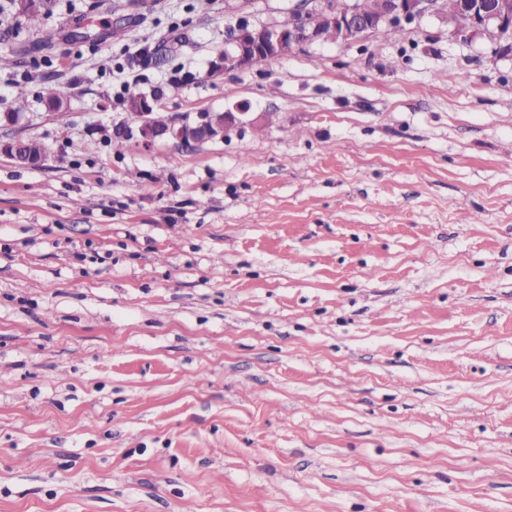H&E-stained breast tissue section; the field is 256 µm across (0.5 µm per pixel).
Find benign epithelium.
<instances>
[{"mask_svg":"<svg viewBox=\"0 0 512 512\" xmlns=\"http://www.w3.org/2000/svg\"><path fill=\"white\" fill-rule=\"evenodd\" d=\"M467 5L473 19L469 29L458 31L451 16L438 6V0H380L376 9L363 12L357 0H351L348 11L341 10L339 0H298L288 10V15L275 23L251 27L243 20L226 27L224 54L213 64L216 72H239L255 64L261 54L273 51L286 56L293 48L323 42L325 24L333 26L338 42H350L361 35L374 32L382 23L401 26L416 18L431 14L448 24V34L471 39L482 37L483 31L493 27L499 34L496 50L512 54V0H468ZM135 125L126 123L112 127L115 140L134 139L144 148L152 147L160 140H178L182 143L204 140L227 139L232 133L246 125L268 126L279 117L274 112H231L220 114L204 112L192 123H178L166 117L159 122L156 112L131 113ZM32 140L16 138L0 144V151L11 156L25 167L40 166L46 155L34 159L27 151Z\"/></svg>","mask_w":512,"mask_h":512,"instance_id":"obj_1","label":"benign epithelium"}]
</instances>
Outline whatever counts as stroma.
Here are the masks:
<instances>
[{"mask_svg":"<svg viewBox=\"0 0 512 512\" xmlns=\"http://www.w3.org/2000/svg\"><path fill=\"white\" fill-rule=\"evenodd\" d=\"M234 13L0 14L48 155L0 153V512H512V54L429 14L216 73ZM130 88L280 121L147 150ZM69 88L62 84L50 83L42 87L39 99L51 112H57L59 116L65 114V105L69 97Z\"/></svg>","mask_w":512,"mask_h":512,"instance_id":"obj_1","label":"stroma"}]
</instances>
